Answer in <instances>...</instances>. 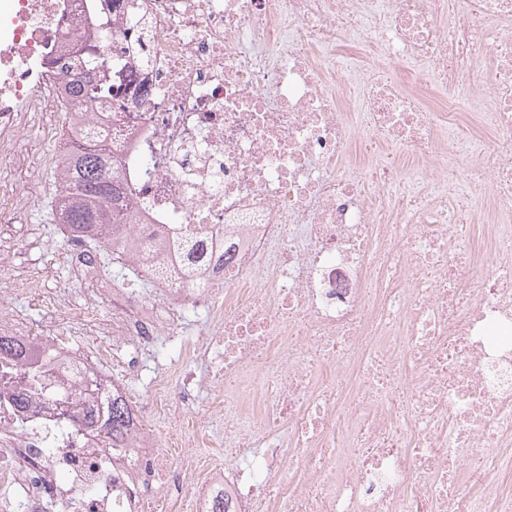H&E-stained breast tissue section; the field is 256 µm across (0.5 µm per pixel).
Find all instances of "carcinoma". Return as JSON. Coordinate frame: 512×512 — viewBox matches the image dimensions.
<instances>
[{
    "label": "carcinoma",
    "instance_id": "cac0c4a2",
    "mask_svg": "<svg viewBox=\"0 0 512 512\" xmlns=\"http://www.w3.org/2000/svg\"><path fill=\"white\" fill-rule=\"evenodd\" d=\"M100 67L96 51H91L86 69L72 74L67 79L71 96L94 93L95 70ZM68 162L61 182V191L56 199V218L69 233L76 237L101 241L103 232L116 223L126 206L127 188L110 172L111 162L105 150L90 142H67ZM26 349L8 339L0 338V359H21ZM130 420L128 403L120 397L113 398L107 419L106 433L116 448L123 441Z\"/></svg>",
    "mask_w": 512,
    "mask_h": 512
}]
</instances>
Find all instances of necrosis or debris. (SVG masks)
I'll return each instance as SVG.
<instances>
[{
  "label": "necrosis or debris",
  "instance_id": "4bbe7bcc",
  "mask_svg": "<svg viewBox=\"0 0 512 512\" xmlns=\"http://www.w3.org/2000/svg\"><path fill=\"white\" fill-rule=\"evenodd\" d=\"M87 47L75 107L48 59ZM47 112L98 132L131 207L108 245L154 290L113 289L89 353L18 335L0 512H512V0H13L0 158ZM195 310L179 360L109 378ZM84 62L85 70H80L79 72H73L72 77L67 79L68 91L71 96H90L94 93V75L96 70L101 64H98V57L95 50L90 52L89 59ZM78 73V74H77ZM130 409L128 403L119 396L113 397L107 419L104 422L106 433L112 439V447H119L123 441L125 430L129 425Z\"/></svg>",
  "mask_w": 512,
  "mask_h": 512
}]
</instances>
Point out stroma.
<instances>
[{
	"mask_svg": "<svg viewBox=\"0 0 512 512\" xmlns=\"http://www.w3.org/2000/svg\"><path fill=\"white\" fill-rule=\"evenodd\" d=\"M59 146V140L36 133L23 137L17 145L12 161L15 177L9 190L28 193L29 203L9 222H0V249L16 259L14 269L0 270V313L47 326L55 313L53 298L62 293L82 314L81 319L66 325L76 345H100L104 338L98 328L112 317L116 284L145 288L149 282L123 273L114 263L106 264L94 277L84 276L67 263L70 242L53 214L60 186L40 165L43 151Z\"/></svg>",
	"mask_w": 512,
	"mask_h": 512,
	"instance_id": "obj_1",
	"label": "stroma"
}]
</instances>
